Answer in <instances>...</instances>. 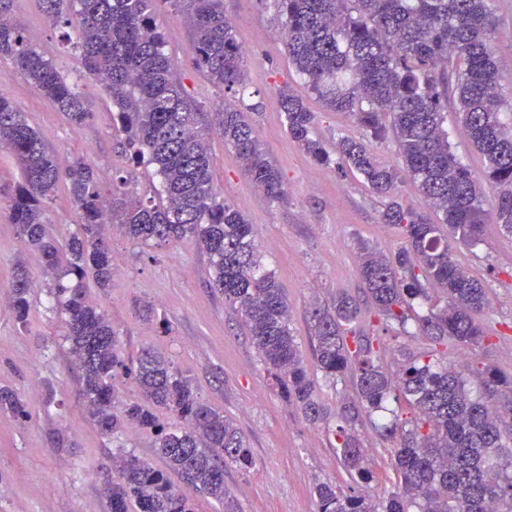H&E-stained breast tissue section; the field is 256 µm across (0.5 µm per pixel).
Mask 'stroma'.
Here are the masks:
<instances>
[{
  "label": "stroma",
  "instance_id": "1",
  "mask_svg": "<svg viewBox=\"0 0 512 512\" xmlns=\"http://www.w3.org/2000/svg\"><path fill=\"white\" fill-rule=\"evenodd\" d=\"M494 9L499 22L493 50L502 76L498 93L507 110L512 108V0H496ZM13 15L28 39L53 57L70 79L78 80L93 115L85 125L68 124L18 75L9 91L14 106L61 162L84 159L98 168L103 180H111L113 172L127 169L128 161L113 148L112 108L99 84L80 78L78 59L63 50L66 29L50 27L37 0H13ZM224 15L245 53L248 89L242 96H227L195 68L190 28L166 0L156 5L166 51L176 61L186 91L203 111L229 99L247 112L283 176L287 197L270 203L241 174L223 139L212 136L215 183L252 224L263 260L275 271L288 299L290 328L317 382L319 399L336 413L354 392L353 378L330 380L316 369L310 307L348 293L361 308V326L376 335L381 318L361 291L360 248L368 245L391 256L408 249L409 242L398 229L382 223L384 198L340 166L315 163L288 136L279 90L299 86L300 79L288 62L273 10L258 0H224ZM307 104L316 114V131L327 144L343 137L365 138L353 116L327 110L312 95ZM111 237L112 284L103 291L87 286L86 294L109 314L124 354L136 355L148 345L161 350L193 378L206 402L235 422L255 460L249 470L230 466L224 472L242 512H318L316 482L331 480L350 489L331 432L308 425L280 398L240 319L223 295L210 288L207 255L188 239L145 247L116 231ZM453 258L484 286L488 304L481 320L494 330L482 344L448 351L449 364L469 378L476 394L484 389L476 374L485 367L512 374V235L501 232L497 224H487L482 241L456 245ZM19 260L32 272L41 268L38 255L26 249L7 211L0 209V296ZM137 298L155 306L159 322L134 318L132 302ZM65 332L41 288L31 298L27 326H19L12 312L0 311V387L17 392L30 413L25 422L0 415V512H110L103 480L111 465L112 443L84 416L79 378L62 341ZM50 384L61 392L64 407L47 402ZM387 407V413L358 426L364 447L375 459L376 478L367 486L373 494L392 488L386 479L389 451L399 440L380 436L377 427L387 423L389 411L399 405L391 400ZM57 428L66 435L65 447L55 443Z\"/></svg>",
  "mask_w": 512,
  "mask_h": 512
}]
</instances>
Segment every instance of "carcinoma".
<instances>
[{"label": "carcinoma", "mask_w": 512, "mask_h": 512, "mask_svg": "<svg viewBox=\"0 0 512 512\" xmlns=\"http://www.w3.org/2000/svg\"><path fill=\"white\" fill-rule=\"evenodd\" d=\"M273 5L289 63L305 87L333 112H349L374 140L392 137L400 163L383 165L368 142L349 138L331 154L314 129L316 115L291 88L280 91L288 136L318 164L332 162L360 175L386 199L382 221L408 239L395 260L367 250L360 280L386 331L404 328L414 303L429 306L416 332L434 346L404 353L397 377L379 364L373 340L356 333L360 307L347 293L311 308L316 366L327 378L353 376L356 399L338 414L334 448L352 479H373L374 460L355 426L385 409L392 393L404 396L411 421L394 416L385 431L401 437L394 449L393 490L378 500L343 493L333 481L314 486L319 512H512V400L500 412L493 395L472 397L468 380L448 368V343L475 346L487 337L479 314L487 305L482 284L452 258L456 244L474 245L487 223L493 191L496 223L512 235V123L497 98L500 72L492 47L495 0H260ZM47 20L78 23L64 48L112 105L114 149L133 168L103 183L96 168L77 158L62 165L38 130L0 94V148L21 180L0 187L26 246L41 258L43 280L19 260L9 303L26 327L32 289L48 290L64 319L73 369L81 380L80 405L100 434L116 442L105 490L111 512H196V495L224 512H240L224 482L229 464L249 469L254 458L244 435L204 402L191 377L152 346L133 360L118 347L105 310L89 300L86 281L112 283L106 237L118 226L131 241L159 244L191 237L210 259L212 286L240 317L283 401L305 422L327 425L332 414L319 401L313 379L289 326L286 297L266 270L252 225L224 201L212 169L209 137L232 149L240 168L272 201L287 189L245 113L229 105L204 112L182 86L155 20L156 0H38ZM13 0H0V56L73 126L92 112L77 84L37 49L11 16ZM193 31L192 60L213 84L245 93L244 54L223 0H168ZM484 162L488 187L452 150L448 95ZM152 169L159 185L141 184L135 168ZM413 181L437 220L397 199L403 178ZM64 186L78 215V230L61 239L43 220L45 203ZM132 380L144 402L120 405L118 383ZM0 413L30 416L22 398L0 388ZM153 433L155 453L176 474L175 486L121 439Z\"/></svg>", "instance_id": "carcinoma-1"}]
</instances>
